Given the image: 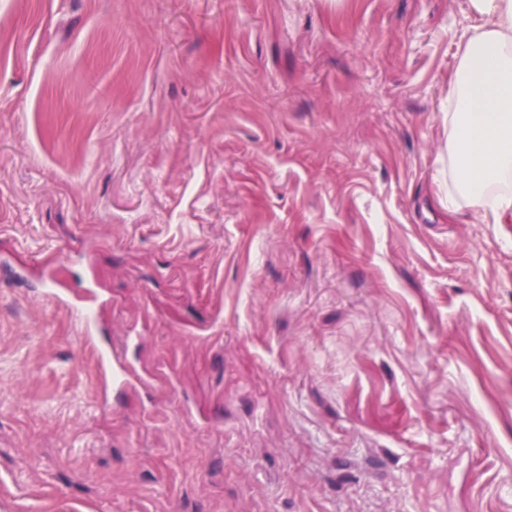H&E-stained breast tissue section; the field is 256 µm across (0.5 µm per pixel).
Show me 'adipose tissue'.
<instances>
[{
  "mask_svg": "<svg viewBox=\"0 0 512 512\" xmlns=\"http://www.w3.org/2000/svg\"><path fill=\"white\" fill-rule=\"evenodd\" d=\"M476 23L461 41L448 93L449 217L469 208L512 223V0H468Z\"/></svg>",
  "mask_w": 512,
  "mask_h": 512,
  "instance_id": "1",
  "label": "adipose tissue"
}]
</instances>
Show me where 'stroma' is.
Instances as JSON below:
<instances>
[{"label": "stroma", "instance_id": "stroma-1", "mask_svg": "<svg viewBox=\"0 0 512 512\" xmlns=\"http://www.w3.org/2000/svg\"><path fill=\"white\" fill-rule=\"evenodd\" d=\"M473 23L0 0V512H512V241L438 204ZM48 296L56 304L65 305L69 309L78 312L83 322L84 342L88 344H96L98 336H95L96 325L90 309L96 307L101 301V295L98 290L89 286L81 295H75L55 288L48 294ZM136 341V336H127L120 347L112 346L111 343L101 345V371L105 389L111 387L113 391L125 390L137 379L127 358L129 348L136 345Z\"/></svg>", "mask_w": 512, "mask_h": 512}]
</instances>
